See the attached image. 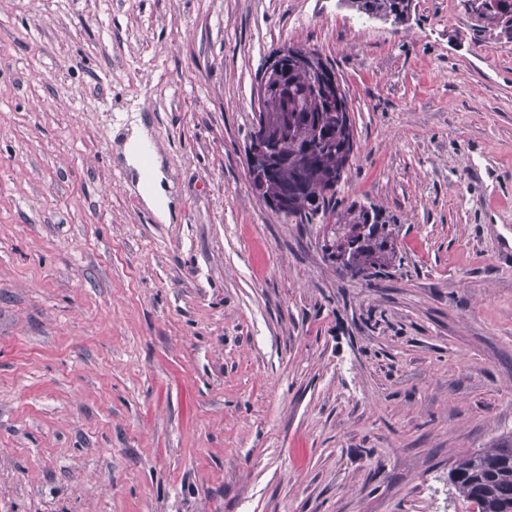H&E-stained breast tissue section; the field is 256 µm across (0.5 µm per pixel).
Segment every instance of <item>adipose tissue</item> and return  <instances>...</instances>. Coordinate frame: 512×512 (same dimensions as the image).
Here are the masks:
<instances>
[{
	"mask_svg": "<svg viewBox=\"0 0 512 512\" xmlns=\"http://www.w3.org/2000/svg\"><path fill=\"white\" fill-rule=\"evenodd\" d=\"M150 141L151 137L142 125H133L123 138L122 155L126 167L136 175V187L145 206L163 220L167 218L171 204L169 185L160 164H153L148 171L143 168L142 149Z\"/></svg>",
	"mask_w": 512,
	"mask_h": 512,
	"instance_id": "ef3b65f1",
	"label": "adipose tissue"
}]
</instances>
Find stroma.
Returning a JSON list of instances; mask_svg holds the SVG:
<instances>
[{
    "label": "stroma",
    "mask_w": 512,
    "mask_h": 512,
    "mask_svg": "<svg viewBox=\"0 0 512 512\" xmlns=\"http://www.w3.org/2000/svg\"><path fill=\"white\" fill-rule=\"evenodd\" d=\"M0 0V512H473L512 434V39L461 0ZM336 67V204L399 256L336 270L245 163L256 73ZM143 122L173 208L120 155ZM344 5L360 16L391 21V25H402L415 12V0H342ZM450 476L476 512H512V435L459 458Z\"/></svg>",
    "instance_id": "stroma-1"
}]
</instances>
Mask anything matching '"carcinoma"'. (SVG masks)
Instances as JSON below:
<instances>
[{
  "mask_svg": "<svg viewBox=\"0 0 512 512\" xmlns=\"http://www.w3.org/2000/svg\"><path fill=\"white\" fill-rule=\"evenodd\" d=\"M498 3L497 20L490 23L463 0L465 12L475 29L490 37L512 38V0ZM360 16L402 25L416 9L414 0H343ZM288 95L275 93L264 102L265 111L274 118H288L286 135L279 138L278 154L272 163L269 182L274 193L285 199L283 216L302 224L317 215L335 217L339 225L360 224L359 239L334 240L338 269L353 275L361 273L365 285L392 266L397 257L395 225L381 219L373 207L350 206L336 210V188L345 170L341 147L350 136L344 128L343 110L330 101L326 87L304 66L288 64L281 76ZM460 496L472 502L476 512H512V435L498 439L488 448L459 458L450 472Z\"/></svg>",
  "mask_w": 512,
  "mask_h": 512,
  "instance_id": "carcinoma-1",
  "label": "carcinoma"
}]
</instances>
